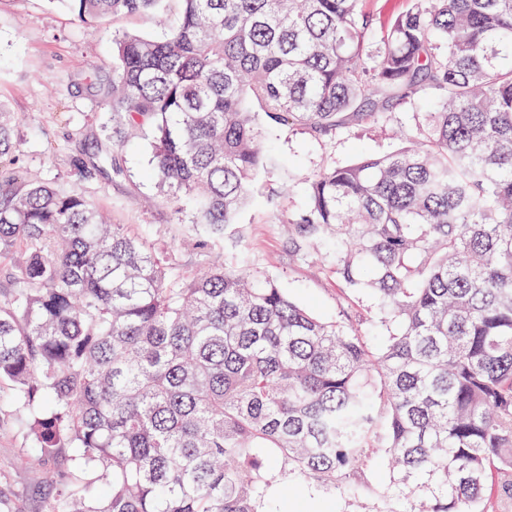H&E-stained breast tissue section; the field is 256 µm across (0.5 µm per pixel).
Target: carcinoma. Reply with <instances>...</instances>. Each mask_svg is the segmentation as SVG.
<instances>
[{
	"label": "carcinoma",
	"mask_w": 512,
	"mask_h": 512,
	"mask_svg": "<svg viewBox=\"0 0 512 512\" xmlns=\"http://www.w3.org/2000/svg\"><path fill=\"white\" fill-rule=\"evenodd\" d=\"M80 22L164 0H52ZM176 28L122 33L112 134L146 132L159 191L196 242L224 239L281 126L327 135L433 103L404 145L326 167L288 218L380 298L377 348L322 321L238 250L178 271L78 188L27 178L0 104V385L37 461L65 453L47 512H283L351 490L386 449L389 512L512 498V0H411L372 45L363 0H178ZM76 180L106 174L102 152Z\"/></svg>",
	"instance_id": "carcinoma-1"
}]
</instances>
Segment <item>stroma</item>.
Here are the masks:
<instances>
[{
	"mask_svg": "<svg viewBox=\"0 0 512 512\" xmlns=\"http://www.w3.org/2000/svg\"><path fill=\"white\" fill-rule=\"evenodd\" d=\"M178 21V0H167L162 24L153 14L143 13L117 15L95 26L78 22L51 0H0V101L19 115L17 142L29 178L68 188L76 183L73 155L96 147L115 153L125 169L123 176L83 187L113 223L134 225L151 247L191 270L244 246L251 267L274 277L292 299L322 318L358 328L373 344L383 343L388 324L379 299L344 288L330 269L329 245L315 253L294 252L287 220L305 208L306 186L314 174L365 153L398 148L400 130L412 125L413 111H427V101L414 108L394 106L377 123L350 125L325 137L277 128L248 205L223 240L200 249L188 238V225L174 219L175 211L190 210V202L183 197L163 199L147 177L144 136L113 140L110 104L89 78L94 70L102 79L111 78L114 35L158 36ZM9 396V389L0 390V512H46L52 483L70 464L62 457L47 465L26 463L29 441L22 414L11 406ZM389 478L383 449H370L362 473L368 492L301 485L288 512H387L379 492Z\"/></svg>",
	"mask_w": 512,
	"mask_h": 512,
	"instance_id": "stroma-1",
	"label": "stroma"
}]
</instances>
